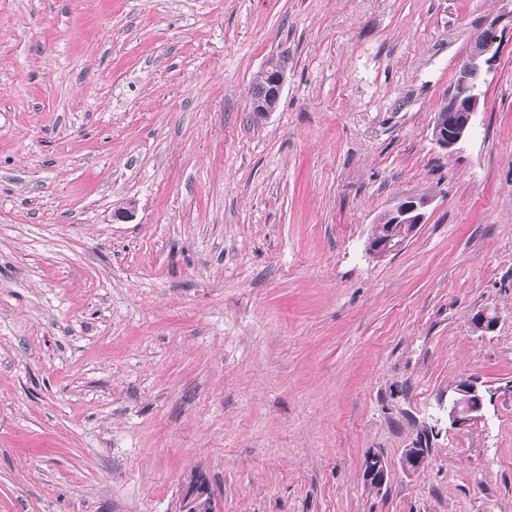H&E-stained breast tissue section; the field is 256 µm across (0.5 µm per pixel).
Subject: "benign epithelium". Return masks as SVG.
<instances>
[{
    "label": "benign epithelium",
    "instance_id": "obj_1",
    "mask_svg": "<svg viewBox=\"0 0 512 512\" xmlns=\"http://www.w3.org/2000/svg\"><path fill=\"white\" fill-rule=\"evenodd\" d=\"M509 20L507 28L512 31V11L499 15L489 21L483 35L462 60L453 84L448 89L441 106L448 108V117L438 116L433 122L435 143L449 151L467 138L473 129V117L484 107V101L477 93L476 79L493 73L500 60L502 36L499 26ZM285 82V68L281 67L268 73L269 96L255 97L251 101L254 112H272L275 110ZM428 199L425 197L400 198L385 212L384 220L392 224H403L411 231H416L425 221V209ZM382 225L375 224L368 236L366 250L369 254L384 257L398 250L403 242L396 241L390 233H381ZM472 327L475 331L488 333L495 329L497 319L484 311L472 316ZM458 392L463 398L448 396L447 419L453 425L465 426L483 419L485 396L482 386L475 379H464ZM427 449L408 448L405 452V466L412 471L419 470L426 461ZM366 474L374 485L385 480L386 467L383 459L373 454L367 458ZM180 512H219L207 479L196 472L190 476L184 486Z\"/></svg>",
    "mask_w": 512,
    "mask_h": 512
}]
</instances>
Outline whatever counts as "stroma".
<instances>
[{"label":"stroma","mask_w":512,"mask_h":512,"mask_svg":"<svg viewBox=\"0 0 512 512\" xmlns=\"http://www.w3.org/2000/svg\"><path fill=\"white\" fill-rule=\"evenodd\" d=\"M511 10L0 0V512H180L198 471L221 512H512L511 42L471 135L433 139ZM468 377L485 418L458 427ZM282 63L283 61L281 59H273L268 61L266 64L268 67H271L269 70H273L275 66H279ZM267 75L269 96L266 99L263 97H254L251 101L252 112H274L285 82V64L283 63L281 68L276 69ZM428 203L429 201L425 197L400 198L396 200L387 209L384 219L380 224L373 225V229L366 242L367 252L377 257H384L391 252L397 251L403 245V241L408 238V229L400 224L409 226L411 228L410 235H412L420 224L424 223L425 209ZM387 220H390L389 224H395L393 233L402 242H396V237L392 233L381 234L382 224H385ZM457 392L463 394L457 399L448 393L447 419L452 425L465 426L484 417L485 396L476 379H464Z\"/></svg>","instance_id":"35a3bbf8"}]
</instances>
